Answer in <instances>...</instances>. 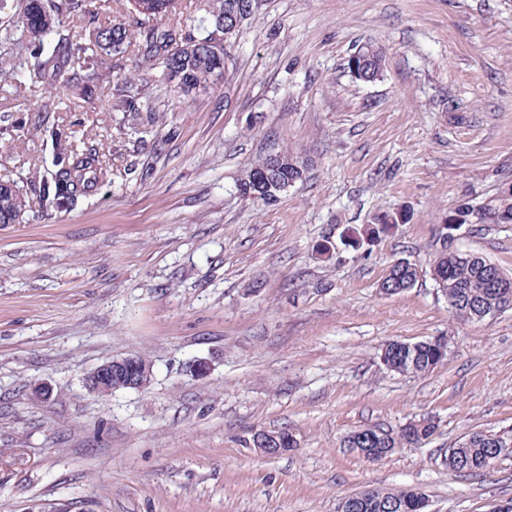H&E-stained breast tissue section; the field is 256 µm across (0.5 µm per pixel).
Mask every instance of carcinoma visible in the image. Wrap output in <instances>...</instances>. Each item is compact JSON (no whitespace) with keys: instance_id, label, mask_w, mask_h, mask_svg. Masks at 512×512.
I'll return each mask as SVG.
<instances>
[{"instance_id":"1","label":"carcinoma","mask_w":512,"mask_h":512,"mask_svg":"<svg viewBox=\"0 0 512 512\" xmlns=\"http://www.w3.org/2000/svg\"><path fill=\"white\" fill-rule=\"evenodd\" d=\"M127 19L101 24L87 9L85 0H0V11L18 16L16 25L0 26L5 38L26 43L29 51L26 67L11 73L18 83L30 85L51 78L62 91H76L89 82L108 77L116 87L112 108L137 112L140 91L118 72L107 73L108 61L137 52L141 62L159 68L174 92L190 96L214 85L216 76L231 80L228 47L237 36L239 25L252 17L242 15L244 0H197L201 12L197 25L163 26L161 21L176 10L177 0H126ZM71 19L88 22L89 36L72 37L61 33L62 24ZM356 65V79L373 82L381 78V52L371 46L358 50L348 61ZM51 140L52 170L34 184V194L42 211L68 210L87 197L99 175L103 174L97 150L80 146L59 126H47ZM306 163L288 151L268 156L254 165L241 180V195L254 201L269 202L305 178ZM30 211V200L12 183L0 187V222L19 224ZM465 224H512V182L504 181L496 192L475 206L462 201L448 212L439 226L440 246L431 268L432 279L448 298V305L477 321L485 313L512 310V276L483 257L461 252L451 245L454 231ZM420 277L416 265L407 260L394 263L380 284L385 295H395L412 288ZM441 353L428 341L388 343L380 354L381 364L397 374L423 375L440 364ZM436 429L431 419L411 421L400 431L387 436L377 428L353 432L346 447L399 448L417 445ZM512 453V432L499 435L474 431L461 443L448 449L445 463L461 472L489 468L500 456ZM406 491L373 489L361 494L354 512H415L404 504Z\"/></svg>"}]
</instances>
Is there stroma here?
Here are the masks:
<instances>
[{
	"mask_svg": "<svg viewBox=\"0 0 512 512\" xmlns=\"http://www.w3.org/2000/svg\"><path fill=\"white\" fill-rule=\"evenodd\" d=\"M379 48L384 74L349 58ZM0 42V177L51 168L49 120L96 148L105 180L71 209L0 224V512H336L342 497L414 488L426 512H491L512 498V455L449 469L474 431H512V310L450 312L430 269L461 201L512 180V0H260L230 49L233 79L177 97L135 54L143 94L117 112L107 83L59 100L15 87ZM287 150L308 164L277 201L238 186ZM403 213L373 242L347 231ZM456 247L512 273V224L463 226ZM416 285L387 296L397 260ZM448 339L432 372L380 363L392 341ZM132 355L148 384L100 398L86 378ZM204 360V375L193 371ZM50 387L36 398L35 385ZM437 424L378 460L346 437ZM288 430L293 450L250 440ZM356 65L357 76L355 79L362 82H373L381 78L383 73L382 55L378 49L372 46L358 50L348 61V68L352 71V65Z\"/></svg>",
	"mask_w": 512,
	"mask_h": 512,
	"instance_id": "35a3bbf8",
	"label": "stroma"
}]
</instances>
